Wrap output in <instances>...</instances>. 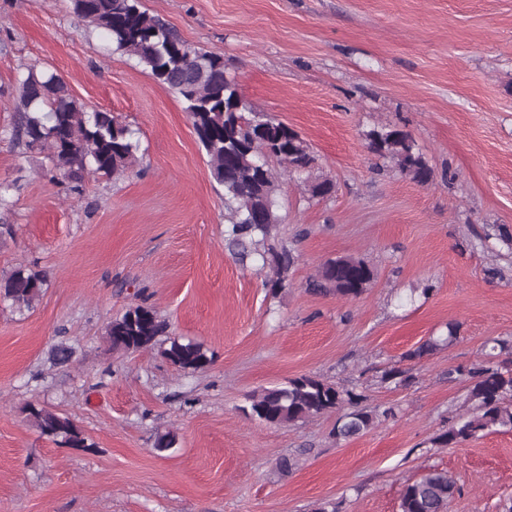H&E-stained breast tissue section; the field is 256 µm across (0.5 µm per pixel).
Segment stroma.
<instances>
[{
  "instance_id": "1",
  "label": "stroma",
  "mask_w": 512,
  "mask_h": 512,
  "mask_svg": "<svg viewBox=\"0 0 512 512\" xmlns=\"http://www.w3.org/2000/svg\"><path fill=\"white\" fill-rule=\"evenodd\" d=\"M192 47L220 55L242 97L310 145L309 199L280 175L276 243L296 257L288 287L224 249L223 190L175 93L114 52L71 0H0V129L15 119L18 80L36 63L87 108L140 132L123 176L85 178L74 194L50 162L0 138V277L45 272L34 308L0 303V512H398L402 485L432 466L462 491L448 512L512 502V433L456 448L430 440L467 407L448 370L512 342V0H142ZM416 139L435 172L418 184L379 165L370 129ZM374 270L354 300L307 289L327 260ZM202 343L205 369L158 350L111 348L105 327L132 305ZM457 323L449 348L407 359ZM66 340L67 367L50 349ZM398 367L407 385L382 382ZM306 374L394 407L393 420L336 441L335 415L267 425L248 397ZM72 417L94 450L41 437L26 408ZM171 431L174 450H155ZM295 460L292 471L278 467Z\"/></svg>"
}]
</instances>
